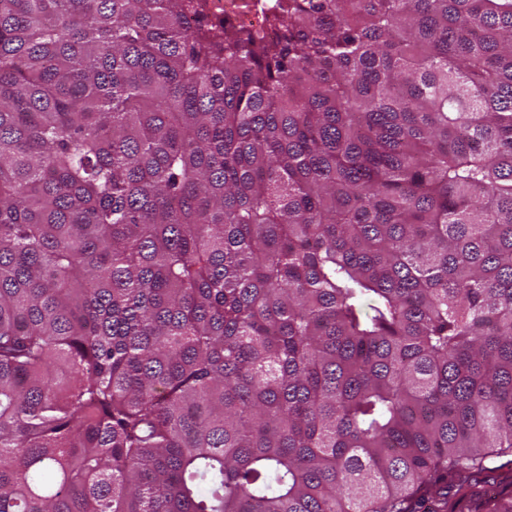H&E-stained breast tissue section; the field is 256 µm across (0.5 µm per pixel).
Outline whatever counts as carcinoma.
<instances>
[{
  "label": "carcinoma",
  "instance_id": "cac0c4a2",
  "mask_svg": "<svg viewBox=\"0 0 512 512\" xmlns=\"http://www.w3.org/2000/svg\"><path fill=\"white\" fill-rule=\"evenodd\" d=\"M0 0V512H416L512 455V0ZM274 0H195L199 9L217 23H230L245 32H259L276 40L280 30L270 22L266 5Z\"/></svg>",
  "mask_w": 512,
  "mask_h": 512
}]
</instances>
